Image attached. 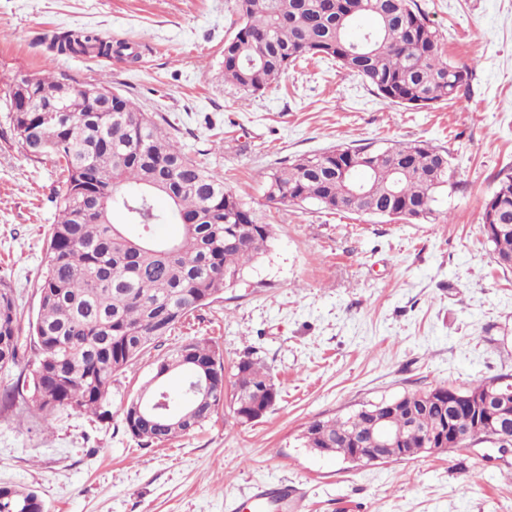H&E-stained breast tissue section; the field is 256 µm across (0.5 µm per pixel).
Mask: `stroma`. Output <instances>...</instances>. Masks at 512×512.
<instances>
[{
	"instance_id": "obj_1",
	"label": "stroma",
	"mask_w": 512,
	"mask_h": 512,
	"mask_svg": "<svg viewBox=\"0 0 512 512\" xmlns=\"http://www.w3.org/2000/svg\"><path fill=\"white\" fill-rule=\"evenodd\" d=\"M466 97L387 104L334 62L312 58L262 96L242 99L219 62L234 0H0V284L35 317L47 231L64 191L55 164L17 138L5 94L17 73L108 78L142 111L168 117L179 145L272 225L268 253L221 298L112 379V417L64 411L51 424L0 413V485L37 491L48 512H228L260 484L286 486L269 512H512V452L483 444L355 465L302 448L305 423L439 385L512 375V270L492 259L483 203L512 168V0H417ZM88 29L138 60L50 52L46 34ZM420 141L453 156L458 189L437 219L407 223L273 205L267 174L337 144ZM209 342L232 366L248 351L280 391L256 422L220 410L194 432L143 446L121 407L173 345Z\"/></svg>"
}]
</instances>
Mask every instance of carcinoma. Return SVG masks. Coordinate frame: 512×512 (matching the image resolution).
I'll use <instances>...</instances> for the list:
<instances>
[{"label": "carcinoma", "mask_w": 512, "mask_h": 512, "mask_svg": "<svg viewBox=\"0 0 512 512\" xmlns=\"http://www.w3.org/2000/svg\"><path fill=\"white\" fill-rule=\"evenodd\" d=\"M238 29L224 42V81L243 99L259 96L294 63L319 56L361 78L383 99L406 107L429 108L459 98L464 70L444 58L440 40L416 0H235ZM364 16L375 21L370 41L350 30ZM60 55L124 56L126 44L91 30L45 37ZM34 103L62 98L70 84L48 73L34 76ZM73 111L55 125L38 112H17L13 126L33 157L51 158L64 177L57 217L47 234L45 264L37 281L39 308L30 322L34 360L4 395V407L22 398L25 411L48 423L62 410L112 416V377L133 365L151 345L171 335L195 310L212 303L242 278L249 263L269 250L273 229L256 221L252 209L224 188V174L184 152L155 119L119 94L112 111L94 112L83 96H68ZM406 166L408 173L397 169ZM367 175V194L350 196L344 172ZM449 151L414 141L385 148L339 144L319 154L301 155L267 176L272 204L312 201L331 213L357 208L383 216L392 210L413 221L432 218L439 198L454 186ZM162 195L170 209L159 210ZM119 213L123 223L113 222ZM174 223L177 237L159 238L155 227ZM483 231L495 262L512 269V173L498 177L484 202ZM20 317L10 288H0V369L19 361ZM211 373L205 393L172 395L170 375ZM147 394L153 402L188 403L189 417L162 419V411L122 409L125 431L143 445L186 435L224 407V358L206 342L190 340L155 361ZM233 418L253 421L257 408L272 409L280 392L268 370L248 353L233 366ZM512 387L509 377L459 388L439 386L398 397L425 435L439 440L452 429L480 445L491 442L493 424L480 404L488 391ZM475 408L449 415L455 395ZM365 404L346 416L317 419L303 429L302 447L333 448L332 456L368 448L374 431ZM45 512L28 489L0 486V509Z\"/></svg>", "instance_id": "obj_1"}]
</instances>
